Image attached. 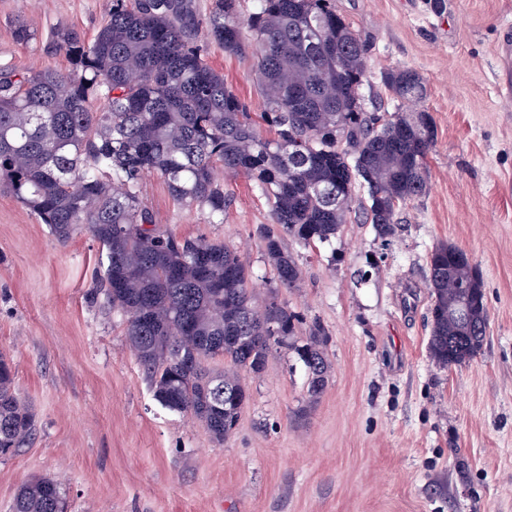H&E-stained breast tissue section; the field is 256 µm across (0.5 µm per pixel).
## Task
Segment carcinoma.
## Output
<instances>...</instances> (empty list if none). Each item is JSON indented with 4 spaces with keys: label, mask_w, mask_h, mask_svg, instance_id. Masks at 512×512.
I'll return each instance as SVG.
<instances>
[{
    "label": "carcinoma",
    "mask_w": 512,
    "mask_h": 512,
    "mask_svg": "<svg viewBox=\"0 0 512 512\" xmlns=\"http://www.w3.org/2000/svg\"><path fill=\"white\" fill-rule=\"evenodd\" d=\"M204 23L224 50L253 49L267 103L260 119L275 138L263 136L204 59L195 44ZM13 38L26 45L36 32L19 21ZM44 50L65 53L71 69L0 66V191L58 241L85 229L101 244L105 261L93 294L124 316L154 400L193 414L222 443L249 400L239 372L261 373L275 347L297 354L307 392L318 397L330 371L323 325L312 322L297 344L299 316L274 301L258 310L251 271L228 245L162 228L142 201V178L163 179L176 202L212 224L224 223L226 205L218 169L256 182L270 204V223L258 225L257 235L280 286L295 288L300 273L282 236L304 247L331 242L361 188L363 218L386 240L398 208L426 195L429 113L363 109L368 47L333 0H254L245 16L240 0H214L205 20L194 0H112L92 41L59 25ZM383 82L398 101L424 95L409 70L389 71ZM427 269L431 354L444 367L460 365L486 338L478 270L447 244L432 251ZM216 357L229 369L205 365ZM34 434V415L0 355V457ZM65 507L58 482L34 477L19 489L13 512Z\"/></svg>",
    "instance_id": "obj_1"
}]
</instances>
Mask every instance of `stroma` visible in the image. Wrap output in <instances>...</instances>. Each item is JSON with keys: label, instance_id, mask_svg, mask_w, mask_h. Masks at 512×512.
<instances>
[{"label": "stroma", "instance_id": "obj_1", "mask_svg": "<svg viewBox=\"0 0 512 512\" xmlns=\"http://www.w3.org/2000/svg\"><path fill=\"white\" fill-rule=\"evenodd\" d=\"M368 45L365 111H395L383 84L407 69L425 87L434 138L429 191L378 236L353 214L330 243L283 245L301 270L280 287L256 227L270 221L261 190L224 178V221L178 205L148 176L142 199L161 226L235 248L256 303L277 296L326 331L331 365L318 399L297 355L273 349L261 374H242L250 399L223 443L199 420L163 409L131 350L123 320L90 296L102 255L80 230L59 242L0 192V352L37 430L0 457V512L34 477L61 481L68 512H512V82L499 56L512 42V0H334ZM112 0H0V64L66 71L46 54L51 29L94 38ZM33 24L21 45L12 29ZM198 45L252 116L265 109L252 53H230L200 29ZM477 266L487 336L449 368L429 350L427 260L441 244Z\"/></svg>", "mask_w": 512, "mask_h": 512}]
</instances>
